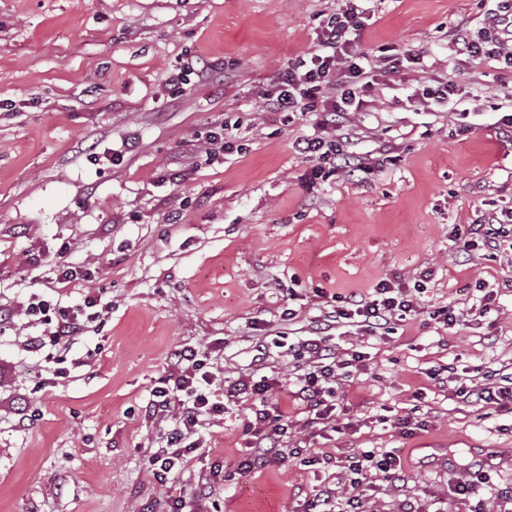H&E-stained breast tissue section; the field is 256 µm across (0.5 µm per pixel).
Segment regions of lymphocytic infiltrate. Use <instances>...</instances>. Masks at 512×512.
<instances>
[{"mask_svg":"<svg viewBox=\"0 0 512 512\" xmlns=\"http://www.w3.org/2000/svg\"><path fill=\"white\" fill-rule=\"evenodd\" d=\"M364 27V16L357 0H346L340 12L333 14L312 51L298 57L286 68L269 101L275 112H319L323 119L322 132L298 141V152L311 161L308 181L326 178L327 175L354 177L373 173L376 164L343 149L339 140L326 135L325 130L335 125L337 119L361 111L368 100L377 98L380 80L399 73L401 58L372 59L356 51L355 45ZM455 44L461 45L471 59L492 60L500 58L512 65V0H502L497 13L491 14L481 34H459ZM512 211L490 214L470 225L471 242L512 254ZM97 302L86 297L83 304L63 306L41 299L29 302L25 314L31 322L44 328L42 334L30 337L31 350L44 348L57 350L51 373L53 378H64L70 373L63 366L61 353L71 350L80 339L87 324L92 322V310ZM417 308L402 288L390 281H380L373 292L346 298L342 304L333 305L326 320L329 324L357 323L366 331L386 328L393 319H406L416 315ZM305 368L296 375L297 398L307 411L306 424L316 428L328 425L336 411V392L341 380L351 377L353 371L365 367L364 352L351 351L348 358H339L325 337L313 336L298 341L294 348ZM216 373L208 368L203 354L193 347L175 350L168 363V371L153 388L152 399L145 407L146 413L169 419L171 427L166 433L164 447L146 456L144 469L157 482L166 483L179 474L188 461L189 454L198 448L191 442L204 418L223 414L228 405L238 403L241 395H250L259 401L254 422L248 423L246 434L249 451L244 458V468H264L278 452L282 437L288 432V415L281 412L269 414L265 403L274 390L282 387V380L265 375L248 381H237L224 388L223 396H216ZM352 488L362 486L367 475L376 473L389 478L398 476L400 461L392 453L365 450L351 458L348 465Z\"/></svg>","mask_w":512,"mask_h":512,"instance_id":"1","label":"lymphocytic infiltrate"}]
</instances>
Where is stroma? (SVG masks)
Masks as SVG:
<instances>
[{"label": "stroma", "instance_id": "stroma-1", "mask_svg": "<svg viewBox=\"0 0 512 512\" xmlns=\"http://www.w3.org/2000/svg\"><path fill=\"white\" fill-rule=\"evenodd\" d=\"M341 4L0 0V305L13 311L0 323V512H166L207 492L221 512H304L372 448L399 456L401 475L368 477L358 512H512V410L458 392L465 371L512 377V257L458 248L482 214L512 208V138L500 123L512 67L472 62L451 42L459 27L479 31L498 2L365 0L359 49L418 61L337 129L379 169L309 186L295 144L317 118L270 111L267 99ZM181 69L187 85L170 88ZM446 72L469 93L464 111L408 105ZM223 124L243 150L206 162L204 139ZM61 258L88 279L49 282ZM388 279L409 291L422 282L418 314L380 336L330 329L338 354H367L339 389L337 431L317 435L293 407L283 457L247 472L245 401L204 422L203 448L167 484L144 471L167 427L144 408L175 349L198 348L218 377L241 381L259 339L310 336L328 312L321 293ZM485 290L495 302L481 320H433ZM33 296L99 300L67 355L79 367L52 385L44 352L27 346L43 331L22 311ZM441 367L446 382L431 380ZM385 413L416 430L378 423ZM219 469L230 479L216 486ZM476 470L484 479L455 494Z\"/></svg>", "mask_w": 512, "mask_h": 512}]
</instances>
